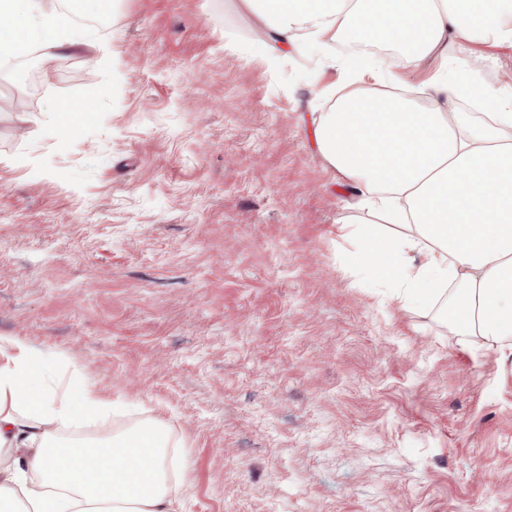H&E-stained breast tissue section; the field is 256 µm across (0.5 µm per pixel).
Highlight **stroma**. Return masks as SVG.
Instances as JSON below:
<instances>
[{
    "mask_svg": "<svg viewBox=\"0 0 512 512\" xmlns=\"http://www.w3.org/2000/svg\"><path fill=\"white\" fill-rule=\"evenodd\" d=\"M92 45L0 59V335L121 405L93 439L161 421L179 512H512V383L436 312L352 280L367 222L320 154L342 45L274 42L242 0H116ZM371 91L440 67L399 60ZM463 67L512 93V42ZM92 101L58 136L54 113Z\"/></svg>",
    "mask_w": 512,
    "mask_h": 512,
    "instance_id": "35a3bbf8",
    "label": "stroma"
}]
</instances>
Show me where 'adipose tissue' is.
I'll use <instances>...</instances> for the list:
<instances>
[{
	"label": "adipose tissue",
	"instance_id": "adipose-tissue-1",
	"mask_svg": "<svg viewBox=\"0 0 512 512\" xmlns=\"http://www.w3.org/2000/svg\"><path fill=\"white\" fill-rule=\"evenodd\" d=\"M280 39L306 36L351 48L353 75L383 40L418 63L447 61L453 34L469 43L512 41V0H243ZM0 51L38 42L44 58L64 44L68 16L47 0H0ZM485 107L456 109L460 90ZM424 105L350 90L315 130L322 156L356 192L353 206L379 224H340L356 274L390 283L403 306L433 308L456 336L482 339L512 380V94L435 74ZM47 357L0 336V512H176L180 480L167 467L168 432L141 423L103 440L62 431L104 418L113 403L89 382L53 378ZM43 488L29 490L27 473Z\"/></svg>",
	"mask_w": 512,
	"mask_h": 512
}]
</instances>
